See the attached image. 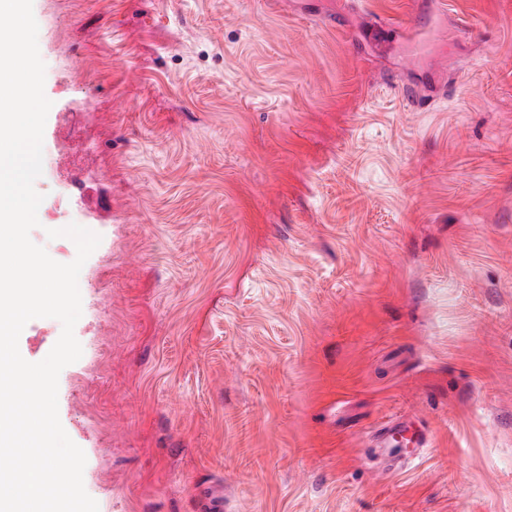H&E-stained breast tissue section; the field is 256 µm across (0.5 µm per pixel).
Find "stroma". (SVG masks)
Instances as JSON below:
<instances>
[{"instance_id":"obj_1","label":"stroma","mask_w":512,"mask_h":512,"mask_svg":"<svg viewBox=\"0 0 512 512\" xmlns=\"http://www.w3.org/2000/svg\"><path fill=\"white\" fill-rule=\"evenodd\" d=\"M33 13L44 162L96 103L30 237H101L58 381L99 512H512V0ZM391 416L432 435L400 475Z\"/></svg>"}]
</instances>
